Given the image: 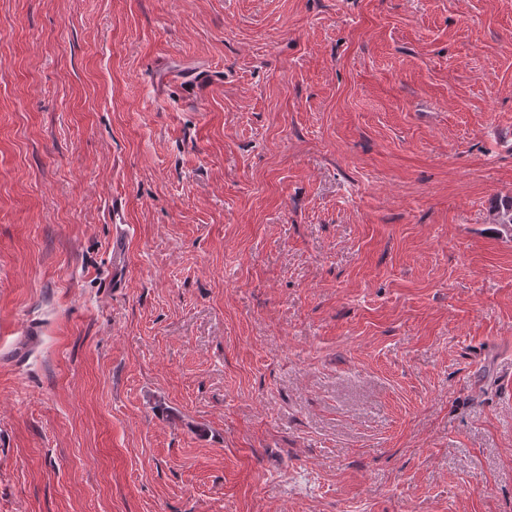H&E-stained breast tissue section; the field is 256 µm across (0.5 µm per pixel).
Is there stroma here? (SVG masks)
I'll return each mask as SVG.
<instances>
[{
    "instance_id": "35a3bbf8",
    "label": "stroma",
    "mask_w": 512,
    "mask_h": 512,
    "mask_svg": "<svg viewBox=\"0 0 512 512\" xmlns=\"http://www.w3.org/2000/svg\"><path fill=\"white\" fill-rule=\"evenodd\" d=\"M512 0H0V512H512Z\"/></svg>"
}]
</instances>
